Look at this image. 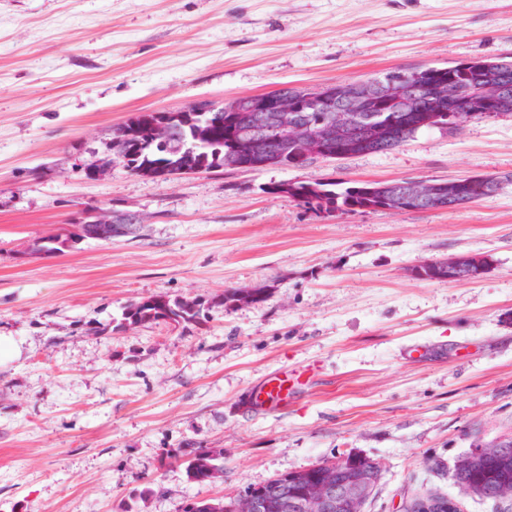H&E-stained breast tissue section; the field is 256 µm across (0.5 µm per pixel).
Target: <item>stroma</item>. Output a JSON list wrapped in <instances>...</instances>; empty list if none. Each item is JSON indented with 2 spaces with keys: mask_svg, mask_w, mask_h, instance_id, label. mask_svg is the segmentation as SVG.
<instances>
[{
  "mask_svg": "<svg viewBox=\"0 0 512 512\" xmlns=\"http://www.w3.org/2000/svg\"><path fill=\"white\" fill-rule=\"evenodd\" d=\"M512 54V0H0V512H181L332 459L377 461L366 512L442 492L476 441L512 433V186L457 210L317 214L289 181L455 180L512 172V116L305 167L170 181L87 177L114 127L289 86L318 91ZM93 206L137 236L31 252ZM483 253L468 282L413 266ZM264 288L266 302L116 335L130 302ZM303 385L267 411L283 367ZM221 450L205 483L176 448ZM95 211L99 212V218L101 219L99 222L100 224H110V223H112V225H114V224H133V223L127 222V217H128L129 212L122 211V210H114V209H109V208H101V207ZM111 219H112V222H111ZM143 222H144V218L141 217V219L139 218V220L136 224H133V231L131 233L132 235L136 234L137 230L139 229V226ZM112 225H108V226L104 227L103 229H98V230H96V233H92V235L109 239V237H112L113 230L116 228V226H112ZM299 376L298 370H288V368L272 374L253 395L252 406L257 410L275 406L284 398L282 391L285 387L288 390V382L294 384Z\"/></svg>",
  "mask_w": 512,
  "mask_h": 512,
  "instance_id": "obj_1",
  "label": "stroma"
}]
</instances>
